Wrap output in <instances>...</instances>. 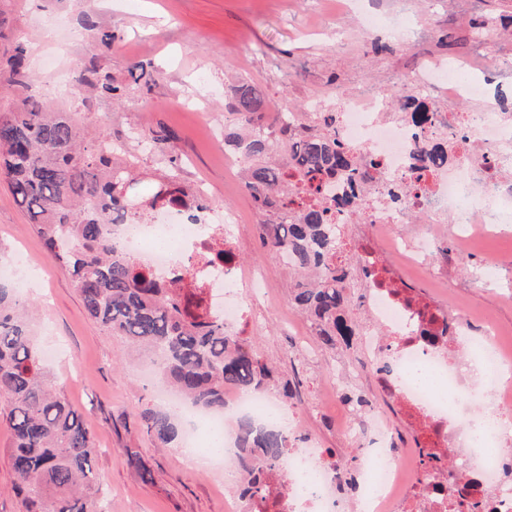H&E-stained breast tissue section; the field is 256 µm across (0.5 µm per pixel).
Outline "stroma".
Listing matches in <instances>:
<instances>
[{"instance_id": "obj_1", "label": "stroma", "mask_w": 512, "mask_h": 512, "mask_svg": "<svg viewBox=\"0 0 512 512\" xmlns=\"http://www.w3.org/2000/svg\"><path fill=\"white\" fill-rule=\"evenodd\" d=\"M340 0H17L11 9L13 36L29 44L37 23L63 19L79 29L83 11L95 14L99 30L112 32L105 64L123 94L96 99L86 121L103 127L114 145L143 170L134 186L147 197L155 182L176 174L187 191L205 187L209 207L236 210L246 230L237 242L241 262L269 288L267 306L255 311L263 326L255 334L257 350L276 367L272 392L290 385L297 410L309 412L324 379L318 367L290 362L285 323L305 332L308 321L291 304L293 273L280 266L264 245L258 225L262 215L246 191L238 167L217 143L233 121L227 109L231 85L246 79L274 105L262 122L277 130V111L303 110L310 100L336 103L363 86H386L429 59L467 57L487 93L512 91V79L495 75L499 61L512 59V0H357L350 14ZM382 26L393 20L429 30V37L408 47L376 54L363 28L372 14ZM487 20L500 42L497 57L475 51L471 21ZM142 63L151 82L134 81L130 69ZM172 132L170 144L145 152L129 132ZM428 235L435 246L427 267L441 273L434 280L401 255L391 265L416 292L447 307L462 305L475 313L492 312L512 327V223L482 248L459 255L449 224L409 225ZM0 264L13 266L28 288L20 301L35 306L38 344L50 379L84 416L94 438L93 463L111 512H224V472L187 468L179 449L159 447L142 429L140 413L166 409L157 395L147 358L129 354L127 341L111 336L89 318L68 272L45 250L28 214L0 183ZM143 457L152 472L145 482L130 469L125 449Z\"/></svg>"}]
</instances>
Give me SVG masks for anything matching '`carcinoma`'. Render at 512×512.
Masks as SVG:
<instances>
[{"label": "carcinoma", "mask_w": 512, "mask_h": 512, "mask_svg": "<svg viewBox=\"0 0 512 512\" xmlns=\"http://www.w3.org/2000/svg\"><path fill=\"white\" fill-rule=\"evenodd\" d=\"M10 21L0 8V89H25L31 77L24 45L8 44ZM79 77L73 98L86 104L90 96L117 98L120 86L112 73L91 56ZM267 104L259 88L241 81L228 109L237 131L227 134L247 162L244 186L263 216L266 243L287 251L296 261L291 283L295 306L315 326L325 349L354 335L348 318V291L356 270L337 256L339 239L330 235L335 216L357 209L356 198L341 195L328 202L315 197L292 208L294 199L321 176H357L356 155L336 140L338 115L324 112L318 129L301 141L288 140L296 127H280V136L253 133ZM400 116L417 125L428 120V108L414 93L398 100ZM82 113L30 93L0 94V180L28 213L45 248L71 274L87 314L109 335L125 338L139 352H161L159 377L184 399L203 408L224 409V385L265 389L273 369L244 339L224 334V321L201 310L199 294L163 283L135 269L115 250L102 225L124 222L157 205L180 203L203 210L205 203L175 183L160 181L154 193L131 207L127 187L136 183V167L112 151L105 130L85 145ZM456 157L442 138L421 140L412 171L447 165ZM295 172L297 181L288 180ZM34 317L0 283V420L12 433L10 460L26 512H107L93 471V436L81 415L49 380L33 332ZM146 433L162 445L179 441L181 428L168 411L140 413ZM237 428L246 441L238 466L247 476L243 495L265 486L267 468L279 462L286 445L282 431L253 434L252 422L241 418ZM127 464L142 479L151 471L140 454L125 449Z\"/></svg>", "instance_id": "1"}]
</instances>
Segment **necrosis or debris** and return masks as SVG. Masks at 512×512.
Wrapping results in <instances>:
<instances>
[{"label":"necrosis or debris","instance_id":"1","mask_svg":"<svg viewBox=\"0 0 512 512\" xmlns=\"http://www.w3.org/2000/svg\"><path fill=\"white\" fill-rule=\"evenodd\" d=\"M465 73L464 65L439 60L408 75L433 111L423 130L407 119H387L384 93L365 89L339 100L336 136L354 149L358 175L328 181L324 193L358 195V214H345L343 223L360 219L371 235L388 233L395 249L402 226L416 216L427 224L452 219L462 243L500 223L502 205L512 202V181L505 178L512 168V114L491 99L480 112L449 111V102L481 94ZM425 134L452 142L458 162L418 178L410 171L411 153ZM395 181L410 186L397 200L384 192ZM240 231L234 214L213 223L207 211L176 204L137 223L104 227L138 269L202 289L206 312L223 319L226 335L245 337L258 327L253 303L266 294L258 287L247 296L237 290L244 278L233 257ZM352 258L370 274L358 300L368 320L354 341L361 361L332 366L324 391L341 409L336 430L355 450L356 467L344 469L339 455L320 448L296 408L266 390L225 386L220 414L175 401L195 429L226 433L228 460L242 449L237 429H225L227 419L246 415L256 429L287 434L269 496L243 497L241 478L225 474L224 512H512V343L493 318L476 323L465 309L448 311L400 287L381 249L359 246ZM366 372L396 406L413 447H400L372 402L353 393V382Z\"/></svg>","mask_w":512,"mask_h":512}]
</instances>
